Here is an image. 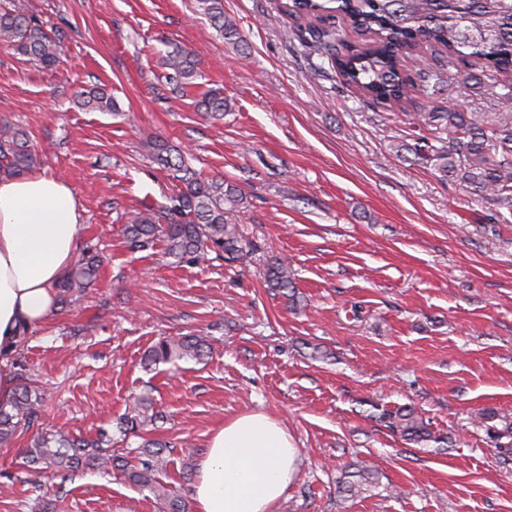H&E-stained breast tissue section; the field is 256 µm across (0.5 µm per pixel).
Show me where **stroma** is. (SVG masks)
Here are the masks:
<instances>
[{
  "label": "stroma",
  "instance_id": "obj_1",
  "mask_svg": "<svg viewBox=\"0 0 512 512\" xmlns=\"http://www.w3.org/2000/svg\"><path fill=\"white\" fill-rule=\"evenodd\" d=\"M60 39V66L37 70L0 43V121L26 129L38 170L67 180L83 213L96 279L29 331L11 355L17 383L44 397L30 430L0 447V512H165L120 470L27 482L35 433L112 434V451L166 443L164 482L191 498L212 432L263 411L299 450L277 512H512V463L472 416L512 415V219L415 160L412 115L445 89L387 110L335 73L318 75L287 0H224L249 58L225 44L193 0H20ZM201 60L199 91L221 89L223 119L172 91L167 43ZM107 88L116 113L78 108L80 86ZM178 148L202 176L242 186L234 221L246 260L177 262L124 241L128 212L175 191L148 144ZM288 256L296 300L267 287L268 256ZM162 336H205L209 357L145 368ZM162 417L147 438L115 433L127 398ZM411 405L434 435L412 443L375 407ZM378 484L350 498L349 467Z\"/></svg>",
  "mask_w": 512,
  "mask_h": 512
}]
</instances>
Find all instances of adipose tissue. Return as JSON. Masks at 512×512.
Returning a JSON list of instances; mask_svg holds the SVG:
<instances>
[{
	"label": "adipose tissue",
	"instance_id": "ef3b65f1",
	"mask_svg": "<svg viewBox=\"0 0 512 512\" xmlns=\"http://www.w3.org/2000/svg\"><path fill=\"white\" fill-rule=\"evenodd\" d=\"M82 207L70 184L43 171L0 178V403L16 381L5 356L23 330L58 308L57 286L79 249ZM297 471L287 430L267 414L225 421L210 436L193 484L194 512H277Z\"/></svg>",
	"mask_w": 512,
	"mask_h": 512
}]
</instances>
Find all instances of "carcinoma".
I'll return each mask as SVG.
<instances>
[{
  "mask_svg": "<svg viewBox=\"0 0 512 512\" xmlns=\"http://www.w3.org/2000/svg\"><path fill=\"white\" fill-rule=\"evenodd\" d=\"M196 7L223 36L224 42L245 53L235 20L224 14V0H196ZM288 13L309 19L299 41L310 53L327 61L341 82L355 89L374 107L392 109L428 94L432 83L441 79L440 68L456 69V83L465 94L490 93L505 107L503 112H476L435 107L419 112L418 126L425 132L409 148L429 162L441 176L459 181L479 200L512 209V0H291ZM368 32L376 40L357 47L347 42V30ZM0 41L10 44L25 61L37 69H55L61 47L47 23L20 8L16 0H0ZM438 47L445 53L436 68L406 72V54L423 47ZM161 55L168 79L185 88L201 77L195 52L182 45L168 44ZM78 106L90 111L116 112L117 101L106 90L92 87L80 92ZM230 108L224 94L216 89L202 93L197 109L215 118ZM153 158L178 184L170 205L148 207L132 214L124 225L126 241L147 250L164 243L165 253L179 259L201 262L211 253L226 262L240 260L250 243L232 222L230 215L242 208L245 191L222 179H205L188 164L184 155L172 154L160 140L152 143ZM39 160L27 131L4 122L0 124V175L28 172ZM100 260L90 250L75 261L58 285L59 303L85 288L97 276ZM288 261L271 256L264 272L266 285L280 292L293 288ZM211 349L201 336L163 337L149 347L145 363L166 364L184 358L198 359ZM44 398L27 386L18 388L7 407L0 406V444H8L19 431L39 418ZM161 417L152 399L133 396L119 419L122 435L146 432ZM378 418L394 433L416 443L434 440L428 425L409 405L381 410ZM477 418L484 423L488 438L503 457L512 456V417L483 409ZM112 440L102 437L69 438L58 432L37 435L25 459L36 476L33 490L41 489L39 477L48 473L67 478L79 471L107 472L116 467ZM146 450L131 466L129 478L166 505L167 512H188L185 501L163 482L167 466L160 443L148 440ZM342 490L357 496L375 484L376 471L358 466Z\"/></svg>",
  "mask_w": 512,
  "mask_h": 512,
  "instance_id": "1",
  "label": "carcinoma"
}]
</instances>
